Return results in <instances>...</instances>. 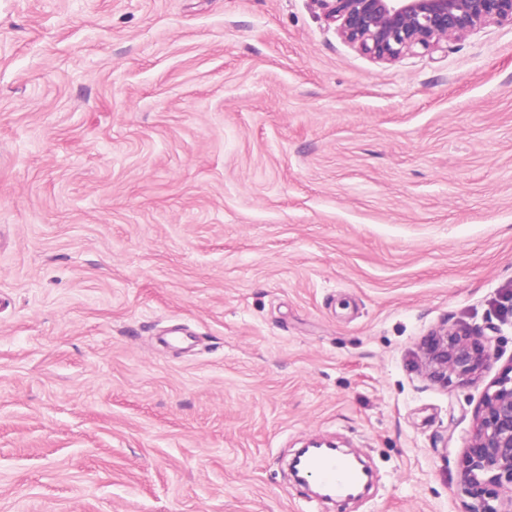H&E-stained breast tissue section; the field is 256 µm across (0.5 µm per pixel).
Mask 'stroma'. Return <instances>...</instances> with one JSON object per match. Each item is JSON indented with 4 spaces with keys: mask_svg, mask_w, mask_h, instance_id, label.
Instances as JSON below:
<instances>
[{
    "mask_svg": "<svg viewBox=\"0 0 512 512\" xmlns=\"http://www.w3.org/2000/svg\"><path fill=\"white\" fill-rule=\"evenodd\" d=\"M511 314V27L378 62L315 0H0V512H301L312 437L379 475L321 512H465ZM458 322L495 357L444 385ZM423 354L429 375L445 384L452 376L461 382L476 380L495 356L491 338L483 330L461 324L433 335Z\"/></svg>",
    "mask_w": 512,
    "mask_h": 512,
    "instance_id": "stroma-1",
    "label": "stroma"
}]
</instances>
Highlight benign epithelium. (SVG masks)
I'll return each mask as SVG.
<instances>
[{"instance_id": "1", "label": "benign epithelium", "mask_w": 512, "mask_h": 512, "mask_svg": "<svg viewBox=\"0 0 512 512\" xmlns=\"http://www.w3.org/2000/svg\"><path fill=\"white\" fill-rule=\"evenodd\" d=\"M339 35L378 61L429 54L451 38L512 26V0H316ZM429 375L476 380L495 356L491 338L466 325L444 328L424 347ZM473 499L467 512H512V363L485 387L458 471Z\"/></svg>"}]
</instances>
